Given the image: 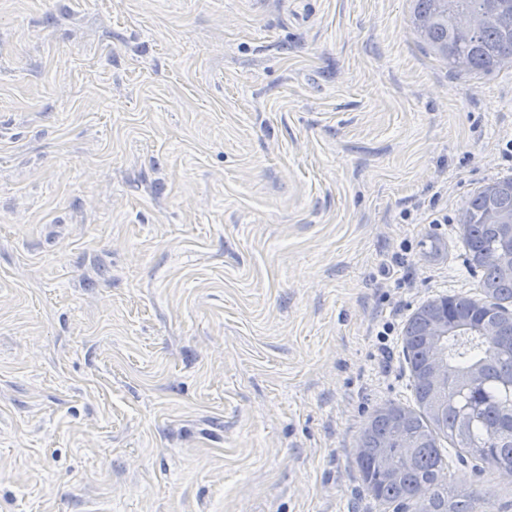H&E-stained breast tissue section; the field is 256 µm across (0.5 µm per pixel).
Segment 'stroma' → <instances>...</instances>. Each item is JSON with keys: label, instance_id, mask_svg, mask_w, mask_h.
Wrapping results in <instances>:
<instances>
[{"label": "stroma", "instance_id": "35a3bbf8", "mask_svg": "<svg viewBox=\"0 0 512 512\" xmlns=\"http://www.w3.org/2000/svg\"><path fill=\"white\" fill-rule=\"evenodd\" d=\"M411 7L0 0V512H397L358 437L512 179V66Z\"/></svg>", "mask_w": 512, "mask_h": 512}]
</instances>
